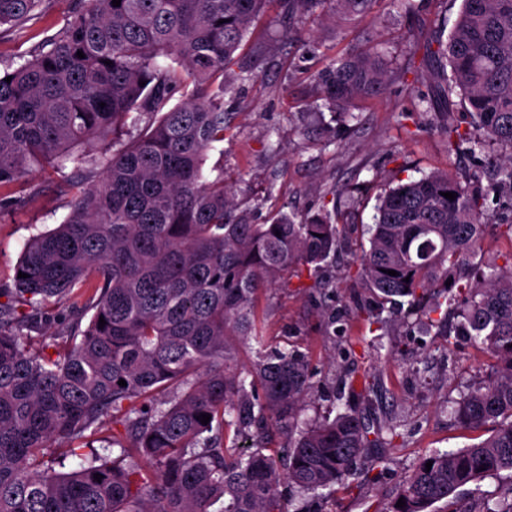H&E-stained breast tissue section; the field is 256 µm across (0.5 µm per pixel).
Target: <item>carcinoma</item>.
Masks as SVG:
<instances>
[{
	"label": "carcinoma",
	"instance_id": "obj_1",
	"mask_svg": "<svg viewBox=\"0 0 512 512\" xmlns=\"http://www.w3.org/2000/svg\"><path fill=\"white\" fill-rule=\"evenodd\" d=\"M269 2L86 0L44 50L0 73V188L63 156L101 168L90 186L67 184L66 220L27 241L16 268L26 277L0 290V512H289L285 483L314 493L345 484L365 462L381 468L385 458L370 449L391 444V423L372 432L356 411L303 417L313 389L306 353L270 345L251 366L238 362L242 345L264 342L262 292L288 273L299 289L329 288L342 252L359 254L346 278L364 293L356 313L380 330L418 311L442 334L441 303L426 295L456 290L457 330L490 369L454 412L492 434L424 455L389 512H426L471 482L512 477V251L501 266L471 262L487 223L512 241V0H462L448 42L424 45V57L447 59L449 70L406 68L447 100L460 97L466 127L449 112L440 121L448 152L466 144L495 165L467 180L437 171L384 190L367 248L336 210L249 224L234 215L223 174L204 171L207 151L224 141V69ZM280 2L294 24L370 13L379 0ZM40 3L0 0V27L22 24ZM385 87L373 48L336 60L316 83L342 114ZM177 92L185 100L169 105ZM143 117L122 143L126 124ZM491 193L509 200L494 215ZM74 297L92 316L71 326V346L30 353L24 329ZM108 414L122 426L112 456L94 450L57 471L55 444L93 447Z\"/></svg>",
	"mask_w": 512,
	"mask_h": 512
}]
</instances>
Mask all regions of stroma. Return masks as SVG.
<instances>
[{
  "label": "stroma",
  "mask_w": 512,
  "mask_h": 512,
  "mask_svg": "<svg viewBox=\"0 0 512 512\" xmlns=\"http://www.w3.org/2000/svg\"><path fill=\"white\" fill-rule=\"evenodd\" d=\"M405 15L382 0L375 15L345 22L297 26L291 40L279 32L284 14L278 0L255 19L235 54L224 92V142L209 151L208 165L224 169L237 212L253 224L268 223L276 213L316 214L322 206H346L349 196L362 198L351 220L357 230L372 224L376 195L422 175L448 170L459 177L482 171L483 161L468 152H449L438 124L422 123L413 99L417 85L405 68L416 48L436 37L447 38L458 17V0H415ZM78 0H41L34 19L17 31L0 28V71L32 58L78 9ZM267 49L253 53L254 45ZM377 45L391 59L383 95L363 100L353 119L341 122L331 113L314 119L316 78L337 58ZM75 162L33 167L21 187L0 195L25 192L29 202L0 209V289L13 285L15 269L28 239L61 224L68 216V180L78 176ZM353 257L341 254L334 270L337 285L322 291L275 288L263 296L268 342L309 352L317 370L307 417L332 416L362 409L358 398L335 399L330 385L336 371L368 372L377 418L395 419L397 438L386 452V469L362 465L347 485H333L296 499L298 512H386L401 477L433 450L456 451L481 441L490 428H465L451 417V403L467 386L483 381L487 360L460 336L426 333L423 317L388 325L378 337L373 325L354 318L359 288L343 273ZM340 321L329 323L326 308ZM81 310L67 304L49 309L46 320L30 329L28 348L42 352L65 341ZM381 346H374V339Z\"/></svg>",
  "instance_id": "35a3bbf8"
}]
</instances>
